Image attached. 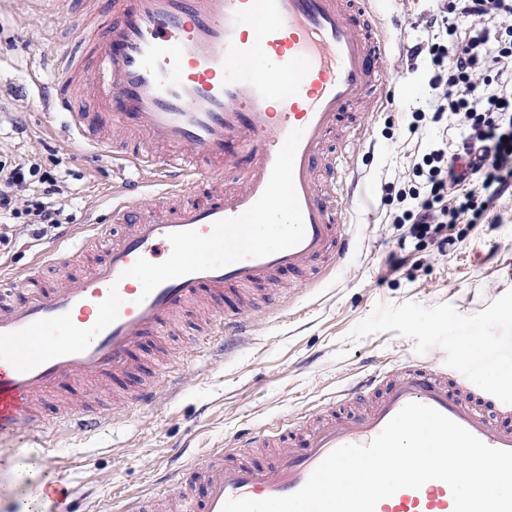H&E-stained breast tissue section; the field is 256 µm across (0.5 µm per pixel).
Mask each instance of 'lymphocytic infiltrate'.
Wrapping results in <instances>:
<instances>
[{"label":"lymphocytic infiltrate","mask_w":512,"mask_h":512,"mask_svg":"<svg viewBox=\"0 0 512 512\" xmlns=\"http://www.w3.org/2000/svg\"><path fill=\"white\" fill-rule=\"evenodd\" d=\"M449 11L469 22V35L458 39L451 23L448 43L415 45L416 54L432 63L428 85L434 101L429 112H414L412 118L436 128L452 118L464 135L456 152L439 139L411 167L421 185L410 189V207L394 221L419 240L466 212L480 223L476 190L486 191L492 202L512 197V25L507 22L512 0H451ZM491 79L497 93L479 94V86ZM65 186L63 173L41 172L29 155H1L0 243L9 242L17 224L28 225L36 237L61 228Z\"/></svg>","instance_id":"lymphocytic-infiltrate-1"}]
</instances>
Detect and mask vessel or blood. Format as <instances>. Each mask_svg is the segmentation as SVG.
Returning a JSON list of instances; mask_svg holds the SVG:
<instances>
[{"instance_id": "vessel-or-blood-1", "label": "vessel or blood", "mask_w": 512, "mask_h": 512, "mask_svg": "<svg viewBox=\"0 0 512 512\" xmlns=\"http://www.w3.org/2000/svg\"><path fill=\"white\" fill-rule=\"evenodd\" d=\"M62 23L81 61H65L43 93L64 113L68 137L109 157L122 177L108 223L92 236L37 256L19 288L0 294V435L39 433L40 400L61 384L120 382L139 354L191 305L215 309L206 330L234 336L255 286L280 273L322 274L352 243L346 200L319 186L318 160L350 111L389 83L382 20L389 0H97ZM86 97L90 112L73 102ZM152 171L159 197L175 204L162 220L140 215V180ZM229 186H215L221 177ZM118 241L76 272L91 241ZM47 267L59 284H42ZM430 406L490 447L512 451V392L481 373H455L412 358L336 392L294 425L234 436L172 487L126 500L122 512H222L227 500H264L300 490L344 445H365L408 403ZM110 418L65 402L57 426L100 429ZM375 512H454L443 481L404 488Z\"/></svg>"}]
</instances>
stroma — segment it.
<instances>
[{
  "label": "stroma",
  "mask_w": 512,
  "mask_h": 512,
  "mask_svg": "<svg viewBox=\"0 0 512 512\" xmlns=\"http://www.w3.org/2000/svg\"><path fill=\"white\" fill-rule=\"evenodd\" d=\"M448 3L394 0L386 16L393 71L388 97L363 114L360 141H351L347 129L334 140L349 144L346 166L364 189L350 204L347 231L356 246L347 260L304 286L296 275L280 274V306L247 311L245 335L222 359L209 355L198 322L177 318L161 342L183 369L182 390L169 391L164 371H157L154 402L128 407L97 433L54 430L41 443L20 431L0 440V451L35 455L47 445L58 462L41 469L40 478L70 489L79 512H119L125 496L202 460L226 436L296 419L357 375L411 357L457 369L488 360L496 384L512 390V313L504 311L512 305V200L495 202L481 223L460 218L450 233L462 243L443 252L435 235L400 245L403 230L388 221L399 193L409 188L402 173L438 135L428 126L408 130L412 112L429 97L403 91L427 85L430 72L429 60L409 49L434 36L446 41V32L425 29L424 18ZM79 8L78 0H0V153L20 150L44 170L70 171L69 231L107 213L116 181L111 163L64 137L60 116L46 114L40 101L57 76L44 51ZM59 236L51 230L34 238L16 226L11 241L0 245V283L11 286Z\"/></svg>",
  "instance_id": "35a3bbf8"
}]
</instances>
